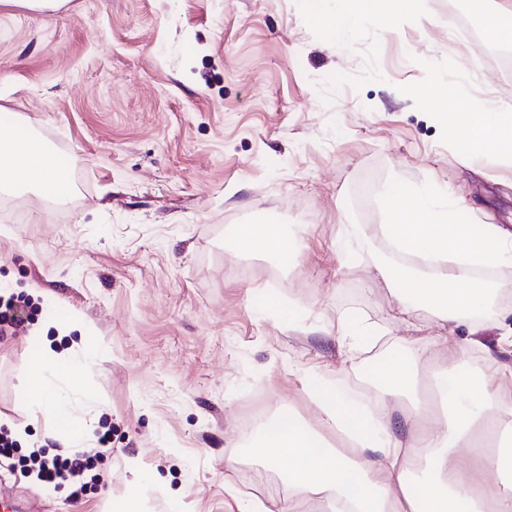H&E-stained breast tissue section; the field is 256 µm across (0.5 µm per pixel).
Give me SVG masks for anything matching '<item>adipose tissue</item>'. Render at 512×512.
Returning a JSON list of instances; mask_svg holds the SVG:
<instances>
[{
  "instance_id": "adipose-tissue-1",
  "label": "adipose tissue",
  "mask_w": 512,
  "mask_h": 512,
  "mask_svg": "<svg viewBox=\"0 0 512 512\" xmlns=\"http://www.w3.org/2000/svg\"><path fill=\"white\" fill-rule=\"evenodd\" d=\"M417 0H313L312 9L320 26L338 38L360 23L384 26L397 16L415 13ZM448 140L473 157L512 163V111L485 106L478 112H440ZM26 187L44 198L62 201L68 195L55 156L27 127L0 139V188ZM393 214L406 206L422 214L418 224H383L379 233L391 250L405 258L434 266L430 275H410L377 265L376 272L397 293L405 342L410 359L371 367L368 378L383 401L379 411L366 413L334 386H319L313 400L326 423L336 428L351 452L330 447L303 419L286 411L268 417L260 428L255 451L274 465H282L288 484V512H300L306 497L325 499L330 512H512V420L500 415L478 417L463 411L461 399L477 394L491 397L482 374L457 372L439 375L448 415L441 420H409L404 429L392 421L388 403L413 398L417 393L419 362L436 363L438 349H453L448 325L475 323L479 307L488 299V282L475 276L479 267L512 262V247L494 224H463L456 203L438 198L431 190L396 187L388 197ZM245 251L271 254L281 262L298 257L294 239L274 224H244L236 233ZM432 311L439 327L437 335H422V325L413 318L418 308ZM90 337H81L76 351L59 354L44 347L22 366L26 388L34 395L39 413L54 432L76 440L82 434L78 418L62 423L60 409L71 408L81 394L79 371L93 352ZM66 376V389H58L53 377ZM470 449L476 466L464 471L454 449ZM424 459L429 475L422 490H414L409 477L412 463ZM495 470V481L483 473Z\"/></svg>"
}]
</instances>
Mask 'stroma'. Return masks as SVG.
Here are the masks:
<instances>
[{
  "mask_svg": "<svg viewBox=\"0 0 512 512\" xmlns=\"http://www.w3.org/2000/svg\"><path fill=\"white\" fill-rule=\"evenodd\" d=\"M512 0H420L348 41L311 19L310 0H65L36 11L0 0V119L54 148L65 203L24 194L0 207V299L23 312L0 335V503L16 512H102L135 476L143 512H245L288 497L280 471L235 456L251 443L256 397L297 414L328 442L310 396L316 382L375 398V362L408 358L398 302L375 274L394 264L377 232L394 185L458 201L467 223L512 231V164L466 159L440 107L512 106L478 23ZM453 78L438 83L437 73ZM238 224H283L295 265L237 248ZM360 233H351V226ZM488 314L457 360L482 372L512 326V264L493 267ZM358 311L385 336L343 361L335 338ZM41 339H34V332ZM99 350L76 400L81 450L50 437L19 368L79 335ZM112 452L101 481L53 488L20 459ZM138 471H131L130 460Z\"/></svg>",
  "mask_w": 512,
  "mask_h": 512,
  "instance_id": "obj_1",
  "label": "stroma"
}]
</instances>
